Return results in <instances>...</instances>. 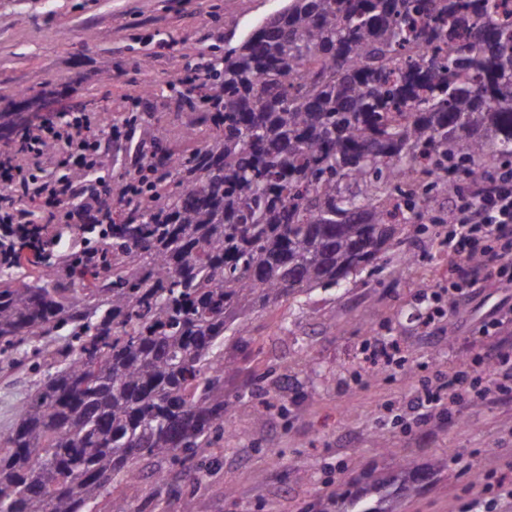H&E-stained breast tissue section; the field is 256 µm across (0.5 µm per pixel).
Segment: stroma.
I'll use <instances>...</instances> for the list:
<instances>
[{
	"label": "stroma",
	"instance_id": "35a3bbf8",
	"mask_svg": "<svg viewBox=\"0 0 512 512\" xmlns=\"http://www.w3.org/2000/svg\"><path fill=\"white\" fill-rule=\"evenodd\" d=\"M0 0V112L45 103L70 114L152 112L173 152L195 142L170 91L211 53L239 45L282 0ZM415 264H408V255ZM381 273L350 276L253 317L224 392L236 404L224 435L200 458L213 473L178 477L206 512H490L483 478L512 461V404L468 405L447 426L419 422L413 385L462 359L466 339L503 297L488 285L441 333L420 327L431 292L449 286L439 241L418 235L386 254ZM398 339L402 368L372 372L364 342ZM309 344L311 360L296 355ZM38 376L0 373V435ZM276 407L256 414L260 402ZM395 446L379 453L381 442ZM481 473L473 482V473ZM233 496H226V489ZM342 498H335V491Z\"/></svg>",
	"mask_w": 512,
	"mask_h": 512
}]
</instances>
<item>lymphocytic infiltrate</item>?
<instances>
[{
    "label": "lymphocytic infiltrate",
    "instance_id": "f902f5d3",
    "mask_svg": "<svg viewBox=\"0 0 512 512\" xmlns=\"http://www.w3.org/2000/svg\"><path fill=\"white\" fill-rule=\"evenodd\" d=\"M48 142L56 144V158L71 160L80 168L102 156L100 134L78 119L65 130L46 124L34 131L29 166L0 153V186L9 189L0 195V264L24 250L38 258L54 253L64 228L100 220L106 213L107 193L89 189L78 178L37 182ZM31 186L47 216L37 225L27 221L13 196L15 190ZM450 222L452 228L442 242L456 277L448 289L449 310H456L487 283L512 288V170L489 174L468 191L457 193ZM469 351L470 360L449 368L443 384L415 385L413 398L422 423L451 419L472 399L495 404L512 396V301H499L487 312Z\"/></svg>",
    "mask_w": 512,
    "mask_h": 512
}]
</instances>
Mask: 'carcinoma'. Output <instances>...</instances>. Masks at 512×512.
<instances>
[{"instance_id": "cac0c4a2", "label": "carcinoma", "mask_w": 512, "mask_h": 512, "mask_svg": "<svg viewBox=\"0 0 512 512\" xmlns=\"http://www.w3.org/2000/svg\"><path fill=\"white\" fill-rule=\"evenodd\" d=\"M204 69L179 92L198 146L141 141L112 232L0 267V370L49 369L0 436V512H155L113 483L203 469L249 319L378 272L436 233L439 181L512 161V0H287Z\"/></svg>"}]
</instances>
